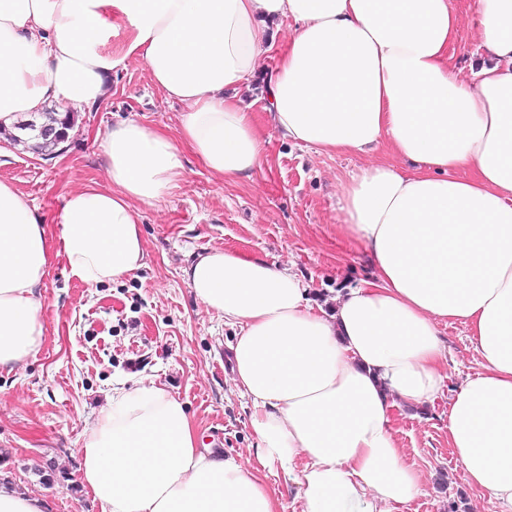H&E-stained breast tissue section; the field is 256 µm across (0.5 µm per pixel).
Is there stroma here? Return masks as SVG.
<instances>
[{"label": "stroma", "mask_w": 512, "mask_h": 512, "mask_svg": "<svg viewBox=\"0 0 512 512\" xmlns=\"http://www.w3.org/2000/svg\"><path fill=\"white\" fill-rule=\"evenodd\" d=\"M451 7L459 30L448 54L467 76L482 61L476 0H451ZM263 93L260 74L238 91L255 104L261 167L231 182L184 150L178 189L143 212L141 269L91 286L69 278L64 261L53 259L44 281V344L24 368L0 369V467L20 488L45 497L49 512H100L79 484L78 450L112 393L140 380L185 404L201 443L254 458L251 405L234 387L228 362L235 330L197 301L184 274L196 253L231 248L291 266L310 286L312 301L326 308L344 288L373 277L367 257L336 229L339 181L371 162L390 161V154L296 146L270 127ZM183 110L154 86L142 61H129L113 72L104 101L76 109L63 152L43 158L1 137L0 180L29 195L49 235L57 236L65 195L108 182L99 137L129 118L173 135ZM442 335L455 385L476 370L477 356L463 326L445 327ZM446 410L442 402L428 414L405 409L396 418L398 444L423 482L409 512H450L459 501L466 512H496L464 481L448 446Z\"/></svg>", "instance_id": "stroma-1"}]
</instances>
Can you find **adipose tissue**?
Wrapping results in <instances>:
<instances>
[{
  "instance_id": "adipose-tissue-1",
  "label": "adipose tissue",
  "mask_w": 512,
  "mask_h": 512,
  "mask_svg": "<svg viewBox=\"0 0 512 512\" xmlns=\"http://www.w3.org/2000/svg\"><path fill=\"white\" fill-rule=\"evenodd\" d=\"M272 20L295 24L266 79L274 131L326 153L386 145L414 165L372 164L339 184L338 229L375 275L328 312L289 266L197 254L189 287L237 329L234 382L252 405L257 462L199 447L183 403L142 383L87 427L79 482L101 512H277L265 466L296 483L300 512H407L422 482L394 411L445 397L466 484L512 512V0H478L483 60L468 79L448 56L450 0H0V131L51 104L104 100L132 59L186 107L177 136L136 119L105 135L110 185L67 194L57 239L0 180V368L43 345L53 258L88 285L143 267L140 210L178 188L180 144L227 180L262 165L236 91L275 49L262 28ZM448 323L479 358L453 388Z\"/></svg>"
}]
</instances>
